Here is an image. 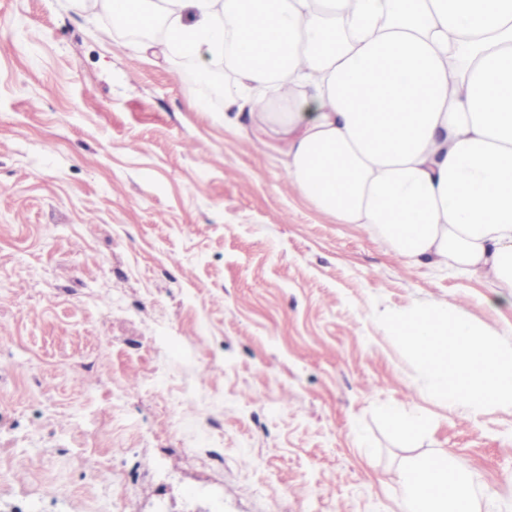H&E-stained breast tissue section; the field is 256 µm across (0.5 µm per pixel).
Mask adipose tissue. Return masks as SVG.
<instances>
[{
    "label": "adipose tissue",
    "mask_w": 512,
    "mask_h": 512,
    "mask_svg": "<svg viewBox=\"0 0 512 512\" xmlns=\"http://www.w3.org/2000/svg\"><path fill=\"white\" fill-rule=\"evenodd\" d=\"M162 54L222 62L225 112L285 94L283 172L405 262L512 288V0H141ZM401 512H479L465 462L400 476Z\"/></svg>",
    "instance_id": "ef3b65f1"
}]
</instances>
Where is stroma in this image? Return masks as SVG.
<instances>
[{"mask_svg":"<svg viewBox=\"0 0 512 512\" xmlns=\"http://www.w3.org/2000/svg\"><path fill=\"white\" fill-rule=\"evenodd\" d=\"M111 18L0 0V512H399L441 449L512 512V408L443 409L374 318L512 339V300L320 213L209 63Z\"/></svg>","mask_w":512,"mask_h":512,"instance_id":"stroma-1","label":"stroma"}]
</instances>
